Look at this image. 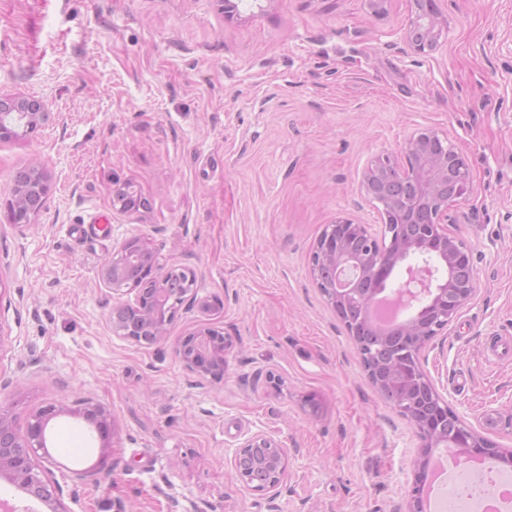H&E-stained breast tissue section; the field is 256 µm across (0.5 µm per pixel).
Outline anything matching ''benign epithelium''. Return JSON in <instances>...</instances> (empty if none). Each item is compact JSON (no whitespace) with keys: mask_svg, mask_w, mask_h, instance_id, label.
Here are the masks:
<instances>
[{"mask_svg":"<svg viewBox=\"0 0 512 512\" xmlns=\"http://www.w3.org/2000/svg\"><path fill=\"white\" fill-rule=\"evenodd\" d=\"M438 25L437 12L424 23L412 22L406 39L422 51L436 42ZM8 107L24 108L27 119L19 131L1 118L0 140L33 135L52 121V113L41 98L1 96L0 108ZM401 155V164L389 156L377 159L364 173L362 187L368 197L381 204L385 216L392 199L381 200L373 193L374 184L384 181L410 185L416 197L427 205L429 222L416 224L411 216L408 222L414 224V229L406 233L404 225L387 220L379 232L369 224L338 220L324 227L310 262L317 288L339 317L351 306L369 307L372 289L365 284L383 282L397 267H405L406 278L399 299L404 306L411 302L419 304L396 328L405 350L392 361L375 362L361 345H356V349L372 385L383 393H393L394 408L409 421L422 441L406 512H424L421 491L430 477L433 449L449 442L463 456L496 459L504 471H512V449L500 447L466 424L439 392L426 369L427 345L447 330L478 290L470 251L448 231V210L471 192L468 164L448 135L434 129L411 135L404 142ZM31 178L33 190L49 197L50 177L41 165H33ZM10 202L21 212L17 227L23 229L35 223V217L25 210L23 196L14 193ZM431 258L438 259L445 270L444 280L437 284L432 283L435 268L428 264ZM170 273L171 269L144 236L128 237L112 248V253L99 265L97 276L117 296L112 313L123 314L121 320L109 318L114 336L137 341L127 326L150 314L157 321L152 343L165 338L171 313L165 312L149 292L162 291ZM130 294L134 298H128ZM200 308L208 320L183 337L176 353L186 371L201 379L219 380L224 377L225 355L231 343L209 317L216 315L224 304L203 299ZM62 414L85 419L98 428L104 442H110L112 414L91 401L76 407L65 402L40 406L28 414L23 431L16 427L11 411L0 407V475L26 490H34L36 499L53 503V512L65 510L60 502L62 486L51 471L56 462L47 450L44 430ZM450 423L454 425L451 432ZM230 463L244 487L273 500L288 475L289 449L282 440L258 431L235 448Z\"/></svg>","mask_w":512,"mask_h":512,"instance_id":"obj_1","label":"benign epithelium"}]
</instances>
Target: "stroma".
<instances>
[{
	"label": "stroma",
	"instance_id": "stroma-1",
	"mask_svg": "<svg viewBox=\"0 0 512 512\" xmlns=\"http://www.w3.org/2000/svg\"><path fill=\"white\" fill-rule=\"evenodd\" d=\"M0 0V94L54 120L0 142V201L41 163L36 226L0 222V404L17 427L58 400L100 404L110 445L73 416L49 424L65 512H404L422 445L368 380L317 288L325 225H378L363 173L414 132L447 133L471 192L449 225L478 291L428 345L426 368L483 436L512 448V0H436L441 35L413 50V0ZM130 184L145 205L112 207ZM146 234L192 270L164 341L113 336L99 264ZM219 298L222 381L175 348ZM264 431L290 450L276 504L235 478L230 452Z\"/></svg>",
	"mask_w": 512,
	"mask_h": 512
}]
</instances>
